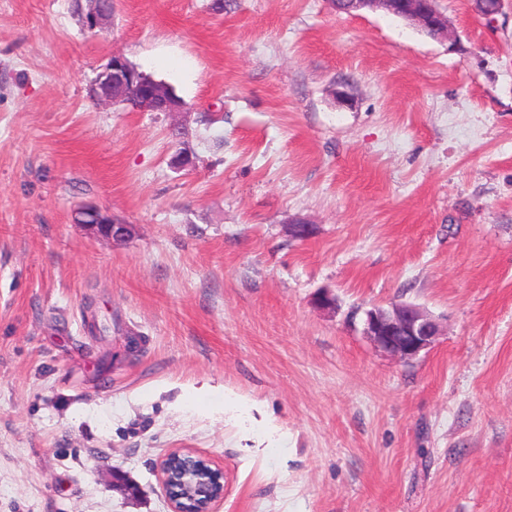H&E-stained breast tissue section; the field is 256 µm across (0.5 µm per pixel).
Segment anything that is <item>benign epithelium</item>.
<instances>
[{
    "label": "benign epithelium",
    "mask_w": 512,
    "mask_h": 512,
    "mask_svg": "<svg viewBox=\"0 0 512 512\" xmlns=\"http://www.w3.org/2000/svg\"><path fill=\"white\" fill-rule=\"evenodd\" d=\"M83 16V26L93 31L112 16L108 0H73ZM394 14H405L416 27L433 34L448 31V20L430 0H373ZM90 97L102 104L122 103L141 112H181L182 101L165 85L137 71L115 52L104 64L90 89ZM81 224L94 235L116 239L131 235L132 226L116 222L99 209L80 211ZM362 333L388 355L404 361L416 358L439 335V323L421 307L394 304L364 312ZM159 480L171 512H213L224 498V470L209 458L190 451L173 450L159 463Z\"/></svg>",
    "instance_id": "7a95c632"
}]
</instances>
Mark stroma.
<instances>
[{
    "mask_svg": "<svg viewBox=\"0 0 512 512\" xmlns=\"http://www.w3.org/2000/svg\"><path fill=\"white\" fill-rule=\"evenodd\" d=\"M112 6L91 32L0 0V512H170L178 448L223 467L214 512H512V0H436L438 37L333 0ZM116 51L186 112L93 101ZM395 302L440 324L410 361L348 320ZM79 214L81 216V224L94 235L116 239L131 235V225L115 222L111 216L95 207L87 206L82 208Z\"/></svg>",
    "mask_w": 512,
    "mask_h": 512,
    "instance_id": "stroma-1",
    "label": "stroma"
}]
</instances>
